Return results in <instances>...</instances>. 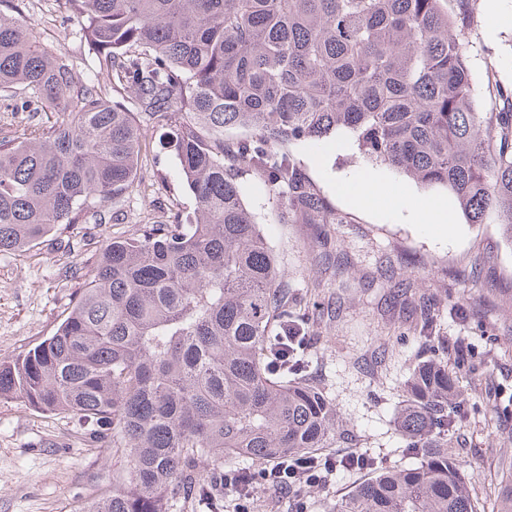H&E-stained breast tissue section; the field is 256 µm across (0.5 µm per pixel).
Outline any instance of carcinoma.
I'll list each match as a JSON object with an SVG mask.
<instances>
[{
  "instance_id": "cac0c4a2",
  "label": "carcinoma",
  "mask_w": 512,
  "mask_h": 512,
  "mask_svg": "<svg viewBox=\"0 0 512 512\" xmlns=\"http://www.w3.org/2000/svg\"><path fill=\"white\" fill-rule=\"evenodd\" d=\"M62 0L106 90L0 12V105L34 117L0 137V252L85 211L116 210L141 150L127 88L170 121L196 219L109 241L52 336L0 363V396L82 418L91 443L125 449L128 479L85 512H172L179 496L221 512L197 462H273L336 443V406L275 363L276 337L307 324L288 307L278 255L242 198L244 169L288 198L281 223L328 211L278 145L344 133L365 160L444 186L471 224L512 241V86L479 81L466 35L473 0ZM256 134L233 144L224 129ZM397 417L409 467L380 469L332 512H478L448 452L457 397L448 366L415 357Z\"/></svg>"
}]
</instances>
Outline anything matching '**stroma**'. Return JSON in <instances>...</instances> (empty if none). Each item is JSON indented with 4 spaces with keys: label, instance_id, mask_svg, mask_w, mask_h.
I'll list each match as a JSON object with an SVG mask.
<instances>
[{
    "label": "stroma",
    "instance_id": "1",
    "mask_svg": "<svg viewBox=\"0 0 512 512\" xmlns=\"http://www.w3.org/2000/svg\"><path fill=\"white\" fill-rule=\"evenodd\" d=\"M18 18L36 39L72 62L79 78L110 87L81 37V21L58 0H18ZM469 60L477 77L495 64L499 80L512 84V0H497L489 17L477 4ZM139 175L117 218H79L61 224L22 251L0 253V362L15 359L51 336L79 297L103 245L129 237L142 225L167 223L172 213L192 217L196 204L172 149L168 126L139 118ZM336 224L275 220L282 200L257 174L243 176V199L279 255L292 301L305 307L310 337L304 352L306 381L333 400L348 441L321 449L337 469L326 486L281 493L262 489L254 512H331L369 469H346L353 453L384 468L417 462L406 452L395 418L404 399L409 364L429 349L426 333L464 339L471 356L456 365L450 352L436 356L456 373L461 395L448 443L470 482L480 512H495L502 481L512 477V242L500 225L471 224L457 215L450 239L415 224L409 213L421 201H453L442 186H423L391 169L366 162L349 136L339 142L286 145ZM377 179L398 191L395 210L353 205L343 181ZM435 326L425 331L423 318ZM123 451L86 442L78 417L0 398V512H83L126 477Z\"/></svg>",
    "mask_w": 512,
    "mask_h": 512
}]
</instances>
